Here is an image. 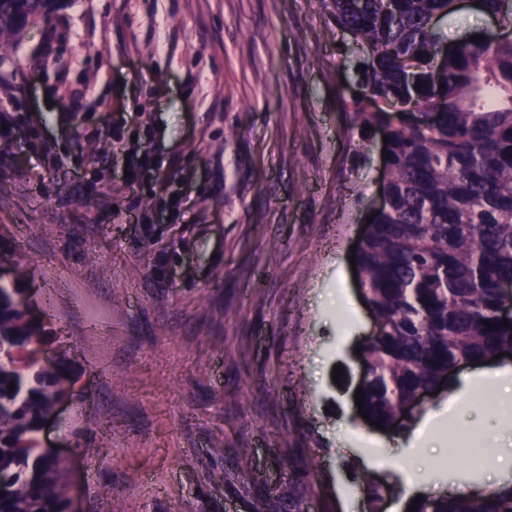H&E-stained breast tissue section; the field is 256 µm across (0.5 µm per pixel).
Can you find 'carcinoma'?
Instances as JSON below:
<instances>
[{"instance_id": "cac0c4a2", "label": "carcinoma", "mask_w": 512, "mask_h": 512, "mask_svg": "<svg viewBox=\"0 0 512 512\" xmlns=\"http://www.w3.org/2000/svg\"><path fill=\"white\" fill-rule=\"evenodd\" d=\"M356 52L359 96L350 125L388 138V207L356 254L381 334L367 344L364 410L397 417L416 391L459 359L512 347L497 315L512 281V38L448 49L435 20L455 0H323ZM33 0H0V49L22 39ZM23 272L0 253V512H67L63 461L38 439L56 401L75 391L65 358L42 362L27 317ZM494 327L489 328L487 324ZM15 387L10 389L8 384ZM416 512H512V488L493 496L428 498Z\"/></svg>"}]
</instances>
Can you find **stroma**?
I'll return each instance as SVG.
<instances>
[{"mask_svg":"<svg viewBox=\"0 0 512 512\" xmlns=\"http://www.w3.org/2000/svg\"><path fill=\"white\" fill-rule=\"evenodd\" d=\"M439 27L451 46L499 31L465 4ZM352 44L323 0H61L0 50L23 129L0 145V246L43 355L79 379L40 435L75 512H370L368 478L404 512L406 432L354 398L374 321L350 247L383 139L341 105ZM131 147L150 155L134 182ZM495 372L492 395L463 385ZM453 382L414 413L442 441L425 496L511 487L512 358Z\"/></svg>","mask_w":512,"mask_h":512,"instance_id":"stroma-1","label":"stroma"}]
</instances>
